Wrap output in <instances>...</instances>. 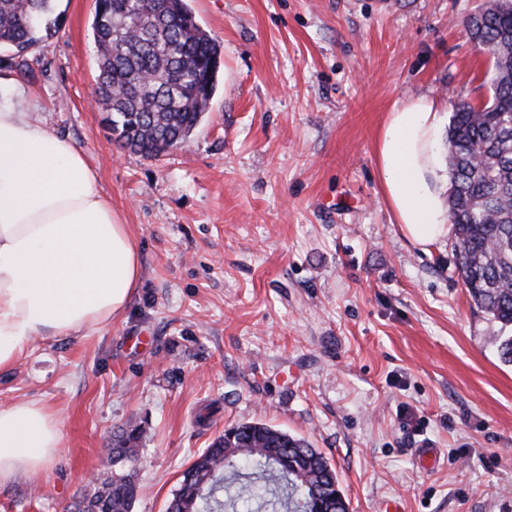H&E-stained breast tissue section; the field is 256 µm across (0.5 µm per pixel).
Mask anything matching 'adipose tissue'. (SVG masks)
Here are the masks:
<instances>
[{"mask_svg":"<svg viewBox=\"0 0 512 512\" xmlns=\"http://www.w3.org/2000/svg\"><path fill=\"white\" fill-rule=\"evenodd\" d=\"M20 86L0 91V370L35 336H68L109 324L140 279L128 225L81 149L17 108ZM440 104L394 102L375 152L381 188L414 245L448 236L437 184ZM54 412L24 401L0 407V486L30 479L59 455Z\"/></svg>","mask_w":512,"mask_h":512,"instance_id":"adipose-tissue-1","label":"adipose tissue"}]
</instances>
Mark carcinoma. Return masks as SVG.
<instances>
[{
	"instance_id": "1",
	"label": "carcinoma",
	"mask_w": 512,
	"mask_h": 512,
	"mask_svg": "<svg viewBox=\"0 0 512 512\" xmlns=\"http://www.w3.org/2000/svg\"><path fill=\"white\" fill-rule=\"evenodd\" d=\"M56 0H0V47L7 66L29 67V49L59 30ZM470 39L492 53L490 94L454 105L448 125L450 190L459 276L473 303L512 328V0H490L465 21ZM92 36L96 96L121 145L147 159L184 147L217 89L221 45L186 0H95ZM512 364V334L494 337ZM145 429L112 437L110 478L77 512H132L139 485L132 463ZM244 476L237 498H254V480L284 498L288 512H348L336 470L303 439L260 422L224 431L183 472L167 512H224V481Z\"/></svg>"
}]
</instances>
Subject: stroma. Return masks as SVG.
<instances>
[{
  "instance_id": "1",
  "label": "stroma",
  "mask_w": 512,
  "mask_h": 512,
  "mask_svg": "<svg viewBox=\"0 0 512 512\" xmlns=\"http://www.w3.org/2000/svg\"><path fill=\"white\" fill-rule=\"evenodd\" d=\"M484 3L188 0L223 47L219 85L187 146L149 160L91 102L94 0H57L59 31L0 77L84 152L141 275L112 324L34 339L0 371V404L41 401L61 436L40 476L0 487V512H64L128 425L146 431L132 512H165L181 473L247 421L321 451L349 512H512L500 325L451 238L404 236L374 152L397 100L432 97L446 118L487 100L491 56L465 29Z\"/></svg>"
}]
</instances>
